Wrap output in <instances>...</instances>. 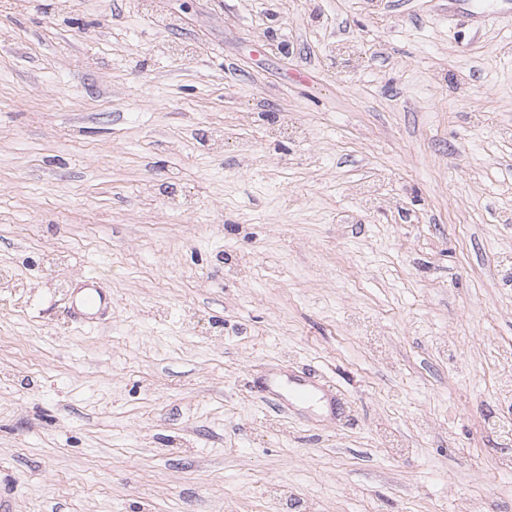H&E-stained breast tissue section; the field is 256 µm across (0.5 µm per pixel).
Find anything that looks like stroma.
<instances>
[{"label": "stroma", "instance_id": "1", "mask_svg": "<svg viewBox=\"0 0 512 512\" xmlns=\"http://www.w3.org/2000/svg\"><path fill=\"white\" fill-rule=\"evenodd\" d=\"M0 500L512 512V12L0 0ZM70 296L67 314L81 324L96 323L112 307V297L95 276H84ZM284 382L288 385V400L292 404L307 405L320 401L324 396L318 397V391L321 389L307 379L299 377L288 378L286 381L273 378L264 382L259 387L258 392L265 395V397L275 398L280 402Z\"/></svg>", "mask_w": 512, "mask_h": 512}]
</instances>
